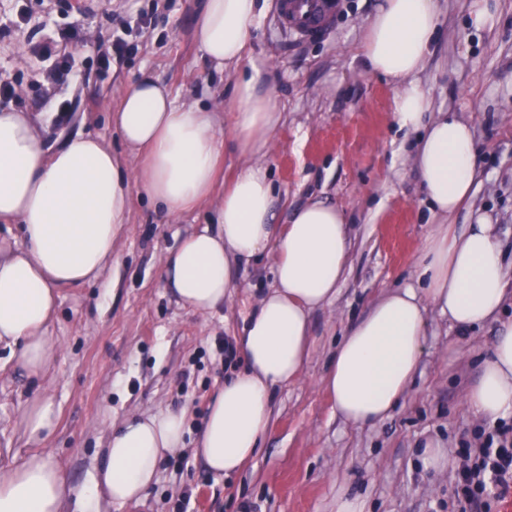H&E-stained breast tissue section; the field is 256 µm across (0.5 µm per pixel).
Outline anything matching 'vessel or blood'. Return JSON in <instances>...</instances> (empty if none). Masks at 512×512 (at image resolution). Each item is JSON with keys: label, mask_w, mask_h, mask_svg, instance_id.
I'll use <instances>...</instances> for the list:
<instances>
[{"label": "vessel or blood", "mask_w": 512, "mask_h": 512, "mask_svg": "<svg viewBox=\"0 0 512 512\" xmlns=\"http://www.w3.org/2000/svg\"><path fill=\"white\" fill-rule=\"evenodd\" d=\"M337 9V0H277L276 23L300 39H315L331 26Z\"/></svg>", "instance_id": "1"}]
</instances>
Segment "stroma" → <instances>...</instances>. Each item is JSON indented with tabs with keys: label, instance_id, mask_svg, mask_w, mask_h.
<instances>
[{
	"label": "stroma",
	"instance_id": "obj_1",
	"mask_svg": "<svg viewBox=\"0 0 512 512\" xmlns=\"http://www.w3.org/2000/svg\"><path fill=\"white\" fill-rule=\"evenodd\" d=\"M275 0H260L246 69H257L282 113L267 159L278 224L320 200L342 210L352 239L344 282L312 317L315 345L299 378L274 392V417L256 457L238 473L215 476L193 452L208 405L230 366L218 349L233 343L254 300L274 282L271 258L239 271L224 307L201 314L164 286L161 258L207 223L215 206L169 219L133 189L118 261L95 282L61 289L47 332L60 354L32 380L0 349V469L35 452L59 461L75 489L103 465L112 425L136 412L186 417L185 446L164 460L141 503L99 512H336L338 496L366 512H453L456 471L467 442L491 430L466 397L499 328L458 331L428 311L423 356L391 416L358 426L337 414L321 384L343 333L386 290L417 283L415 268L439 219L431 214L408 160L414 136L395 122V91L357 55L378 0H341L331 30L310 42L286 40L273 21ZM474 0H441L436 37L418 81L435 112L472 127L478 178L471 198L448 218L455 231L486 216L505 265H512V0H496L493 24L474 30ZM204 0H0V78L29 112L71 104L50 124L47 148L83 133L121 150L112 113L122 88L148 76L178 102L209 108L230 101L237 74L216 71L195 38ZM122 37L120 61L103 67L99 45ZM51 44L52 57L36 54ZM70 57L68 78L48 89L43 71ZM48 396L52 433L32 441L17 425L24 401ZM440 442L448 469H426V441Z\"/></svg>",
	"mask_w": 512,
	"mask_h": 512
}]
</instances>
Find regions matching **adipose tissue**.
<instances>
[{
	"mask_svg": "<svg viewBox=\"0 0 512 512\" xmlns=\"http://www.w3.org/2000/svg\"><path fill=\"white\" fill-rule=\"evenodd\" d=\"M258 0H206L196 38L215 69L247 58ZM438 23L437 0H381L358 47L370 73L396 90L400 127L419 132L411 164L431 210L448 216L469 198L476 166L472 129L449 115L431 116L417 75ZM282 117L258 72L241 74L231 110L176 103L150 77L120 94L112 123L122 141L113 152L99 137L78 134L45 149L38 115L0 108V220L19 224L21 242L0 252V344L30 377L54 365L59 347L46 326L60 288L97 280L115 260L133 188L169 218L193 212L216 187L224 194L213 229L184 238L162 258L167 286L184 305L208 313L229 301L243 264L275 251L271 288L245 317L236 348L245 362L214 395L194 454L219 476L254 458L267 432L274 389L294 382L314 346L313 311L335 299L344 279L349 238L343 212L312 202L285 227L274 222V191L263 163ZM230 124L242 164L227 185L222 124ZM137 161L129 167L127 158ZM422 288L387 291L349 328L322 378L337 412L367 425L390 416L423 352L426 311L435 307L459 331L492 321L501 326L467 404L496 419L512 410V322H501L507 272L493 227L462 233L437 225L423 246ZM185 416H126L112 429L106 462L86 485L87 503L123 506L145 497L163 458L184 445ZM73 490L62 465L36 453L0 470V512H63Z\"/></svg>",
	"mask_w": 512,
	"mask_h": 512,
	"instance_id": "ef3b65f1",
	"label": "adipose tissue"
}]
</instances>
